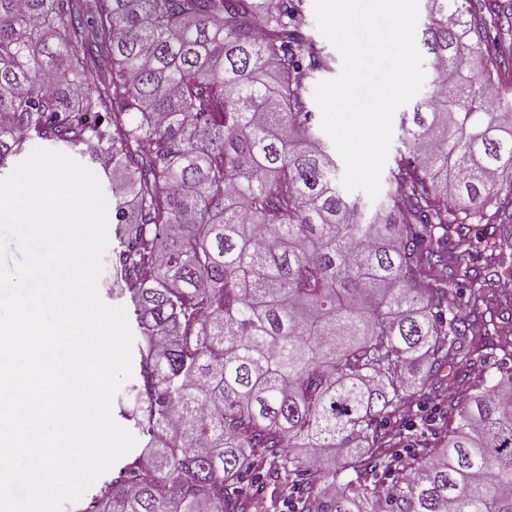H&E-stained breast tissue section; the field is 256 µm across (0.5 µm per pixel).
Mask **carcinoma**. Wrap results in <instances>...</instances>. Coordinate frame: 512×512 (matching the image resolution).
<instances>
[{"label":"carcinoma","instance_id":"obj_1","mask_svg":"<svg viewBox=\"0 0 512 512\" xmlns=\"http://www.w3.org/2000/svg\"><path fill=\"white\" fill-rule=\"evenodd\" d=\"M432 89L386 202L341 188L303 0H0V169L30 141L102 166L141 341L144 447L97 512H512V61L499 0H426ZM448 405L405 434L417 390ZM272 486L251 496L246 474Z\"/></svg>","mask_w":512,"mask_h":512}]
</instances>
